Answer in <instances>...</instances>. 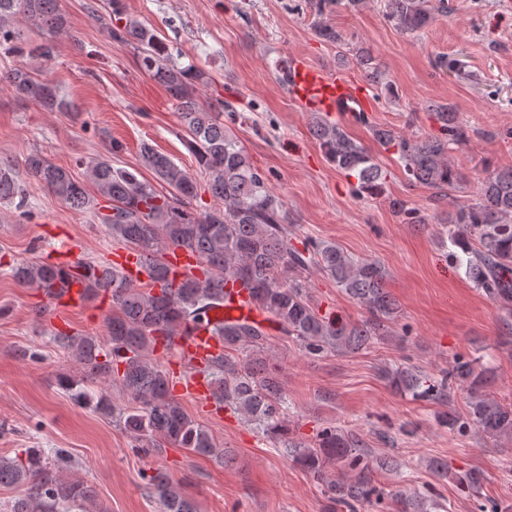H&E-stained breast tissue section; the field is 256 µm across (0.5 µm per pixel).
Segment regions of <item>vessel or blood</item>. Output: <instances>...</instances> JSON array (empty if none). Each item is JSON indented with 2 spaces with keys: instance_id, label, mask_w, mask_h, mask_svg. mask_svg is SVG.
Segmentation results:
<instances>
[{
  "instance_id": "1",
  "label": "vessel or blood",
  "mask_w": 512,
  "mask_h": 512,
  "mask_svg": "<svg viewBox=\"0 0 512 512\" xmlns=\"http://www.w3.org/2000/svg\"><path fill=\"white\" fill-rule=\"evenodd\" d=\"M288 91L301 106L312 112L333 114L336 112L369 111L370 95L363 84L352 83L343 74L329 73L322 67L311 64L301 58H293L288 65ZM165 260L174 275L185 277L196 274L199 258L181 248H169ZM114 264L127 274L132 285L138 286L148 280L147 267L139 253L123 250L112 258ZM54 303L60 309L88 306L82 283H72L70 288L55 298ZM258 312L248 302L246 292L229 295L224 304L213 308L207 325H195L174 338L170 350L182 362L191 364L193 373L180 383L177 394L200 402L210 399V385L199 372L207 359L222 350V341L215 330L224 322L243 317H257Z\"/></svg>"
}]
</instances>
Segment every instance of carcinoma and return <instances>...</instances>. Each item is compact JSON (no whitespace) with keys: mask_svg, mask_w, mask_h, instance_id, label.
I'll list each match as a JSON object with an SVG mask.
<instances>
[{"mask_svg":"<svg viewBox=\"0 0 512 512\" xmlns=\"http://www.w3.org/2000/svg\"><path fill=\"white\" fill-rule=\"evenodd\" d=\"M363 2L310 0L318 16V36L341 44L342 36L326 14L341 4L356 7ZM383 8L398 30L414 34L447 12L448 4L447 0H384ZM67 23L59 0H0V49L6 54L27 52L47 62L56 50L55 37L66 31ZM22 25L45 31L48 39L24 49L18 43ZM111 35L134 47L141 68L165 88L176 105L187 133V147L216 204L202 212L194 210L195 179L149 143L140 147L139 165L152 173V182L141 177L140 169L118 168L107 159L86 163L97 194L108 207L119 211V216L110 219L98 209L97 220L112 238L138 251L148 261L151 273L149 283L135 287L115 265L77 264L89 295L110 293L112 316L102 339L65 333L53 337L55 345L71 353L80 367V375L64 378L62 386L78 405L115 419L137 442V450L142 444L152 448L167 440L194 454L226 461L228 452L171 394L169 373L151 358L157 345L223 303L230 281L247 291L269 321L313 354L327 349L355 352L390 336L398 303L386 287L387 271L379 262L356 258L333 242L311 237L304 238L300 247L291 243L293 229L288 224L286 203L268 187L244 146L224 126V101H200L201 87L208 83L202 68L193 62L182 64L168 43L135 18L112 26ZM355 61L372 85L390 88L369 52L357 51ZM0 79L45 110L62 105L57 85L26 67L10 68ZM428 108L439 125L436 134L408 135L377 125L371 129L382 149L398 155L408 182L433 190L432 201L439 206L447 191L463 182L451 153L469 135L457 113L448 107L430 104ZM311 132L337 169L356 178L367 193L382 194L385 176L381 167L343 127L315 116ZM24 168L31 182L52 192L68 208L83 211L94 206L85 184L69 169L39 153L28 155ZM484 173L478 180V199L448 213L450 242L455 247L449 257L465 266L466 277L475 288L512 314V167L499 169L487 164ZM156 181L168 185L175 195L159 191ZM21 192L13 167L1 162L0 202ZM171 247L197 254L200 274L182 279L171 275L164 259ZM313 274L333 280L365 309L362 323L348 325L320 314L309 295ZM10 276L51 297L66 288L72 273L56 263L22 262L10 268ZM217 333L230 348L259 349L268 340L267 327L255 320L226 323ZM202 372L213 383L219 405L234 408L318 477H323L330 462L360 467L346 482L328 484L336 503L353 510L376 492L369 466L361 465L366 452L358 441L335 429L323 431L319 443L312 447L288 437L286 397L265 361L256 357L240 365L220 353ZM385 377L400 391L444 403L454 383L470 397L468 414L461 417L444 412L438 417L441 425L459 431L474 428L488 438L512 434V405H503L484 393L486 370L475 359L456 361L440 379L412 366L387 370ZM97 381L119 383L138 406L118 409L104 396L93 397L85 383ZM69 463L61 450L52 457L40 448L29 449L23 458L0 456V487H25V492L11 501L9 512H109L101 506L93 485L64 473ZM147 481L160 512H197L194 502L163 471H154Z\"/></svg>","mask_w":512,"mask_h":512,"instance_id":"cac0c4a2","label":"carcinoma"}]
</instances>
